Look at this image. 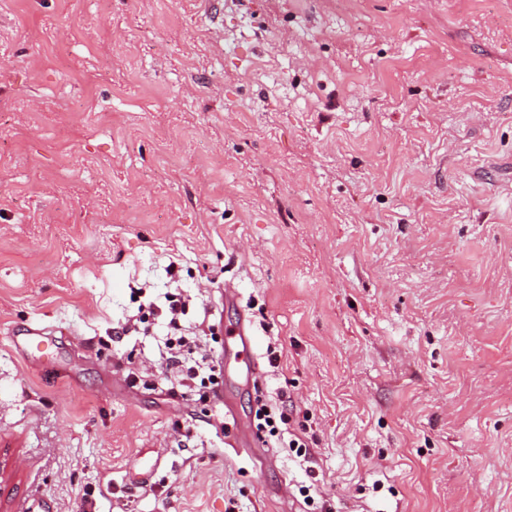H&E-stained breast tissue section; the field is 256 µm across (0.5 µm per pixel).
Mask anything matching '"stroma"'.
I'll return each mask as SVG.
<instances>
[{"mask_svg":"<svg viewBox=\"0 0 512 512\" xmlns=\"http://www.w3.org/2000/svg\"><path fill=\"white\" fill-rule=\"evenodd\" d=\"M141 288L218 391L114 335ZM36 497L512 512V0H0V512ZM167 304L165 305V308L162 309L161 307L157 306L155 303L150 302L148 305L141 304L138 309V315L137 318L130 323L125 324L124 327L121 328L122 332H132V331H138L139 329V323H144L145 320L148 318L146 313L144 312V309L147 308L149 311V314H157L158 316H164L169 326L172 328L177 327L178 322L182 320V316H184L186 313V303L185 301L181 300L180 298L176 297H166ZM160 311V314L158 312ZM142 312V315L139 317V314ZM136 322V323H135ZM29 330L21 345L14 341L15 347H21L24 351L30 352L34 356L37 355V360L44 367H48L51 363V358L49 357V351L51 347L48 344H45L43 340V336H40V333ZM44 359V362L42 361Z\"/></svg>","mask_w":512,"mask_h":512,"instance_id":"obj_1","label":"stroma"}]
</instances>
